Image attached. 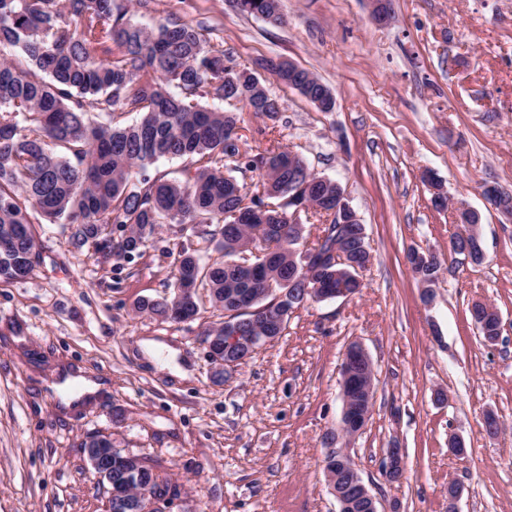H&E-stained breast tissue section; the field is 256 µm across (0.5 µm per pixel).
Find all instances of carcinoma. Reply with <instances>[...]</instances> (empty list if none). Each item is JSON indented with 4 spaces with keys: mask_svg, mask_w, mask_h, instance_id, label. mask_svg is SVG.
Instances as JSON below:
<instances>
[{
    "mask_svg": "<svg viewBox=\"0 0 512 512\" xmlns=\"http://www.w3.org/2000/svg\"><path fill=\"white\" fill-rule=\"evenodd\" d=\"M244 13L282 22L280 0H235ZM292 89L307 82L321 97L326 86L305 69L270 70ZM97 112L105 121H94ZM136 112L120 126L115 115ZM242 112L274 115L277 101L252 71L208 50L192 24L170 14L157 26L136 24L123 0H0V280H16L35 264V215L71 226L73 245L92 243L103 256L140 253L162 224H189L193 235L223 254L212 264L200 250L180 248L171 297L143 300L138 309L168 318L174 305L188 315L200 308L199 289L232 323L233 298L247 297L253 330L266 332V310L285 289L293 267L288 245L298 225L284 215L309 201L330 214L334 181L311 178L304 159L267 150L246 158L260 190L243 191L224 171L239 153ZM191 159L175 178L142 171L160 159ZM116 226L120 235L108 237ZM351 225L343 241L348 259H367ZM260 255L241 256L250 241ZM112 486L159 495L172 487L154 466L112 453Z\"/></svg>",
    "mask_w": 512,
    "mask_h": 512,
    "instance_id": "obj_1",
    "label": "carcinoma"
}]
</instances>
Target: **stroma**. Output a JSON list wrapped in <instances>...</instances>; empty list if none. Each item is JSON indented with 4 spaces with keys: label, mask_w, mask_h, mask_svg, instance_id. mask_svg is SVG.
Listing matches in <instances>:
<instances>
[{
    "label": "stroma",
    "mask_w": 512,
    "mask_h": 512,
    "mask_svg": "<svg viewBox=\"0 0 512 512\" xmlns=\"http://www.w3.org/2000/svg\"><path fill=\"white\" fill-rule=\"evenodd\" d=\"M390 8L379 25L370 0H282L276 26L233 0L135 10L144 26L171 13L201 25L230 65L279 57L331 90L336 105L323 112L265 77L282 110L244 113L239 147L288 148L337 182L372 260L359 294L306 302L283 336L216 383L202 335L222 309L205 301L180 323L136 310L170 295L189 225H163L130 259L74 248L68 225H34L32 274L0 281V512H104L106 484L81 448L90 436L154 465L177 490L169 512H338L325 436L340 420L339 365L354 340L376 369L373 413L344 448L381 512H448L452 481L460 512H512V216L481 194L486 184L512 194V0ZM461 202L481 216L485 258L451 265L424 302L407 253L447 261ZM478 300L501 315L497 344L471 319ZM151 342L177 359L150 358ZM175 361L187 379L172 375ZM75 377L101 388L81 402L62 396ZM453 435L464 455L449 451ZM393 444L405 460L396 483L381 471Z\"/></svg>",
    "instance_id": "1"
}]
</instances>
